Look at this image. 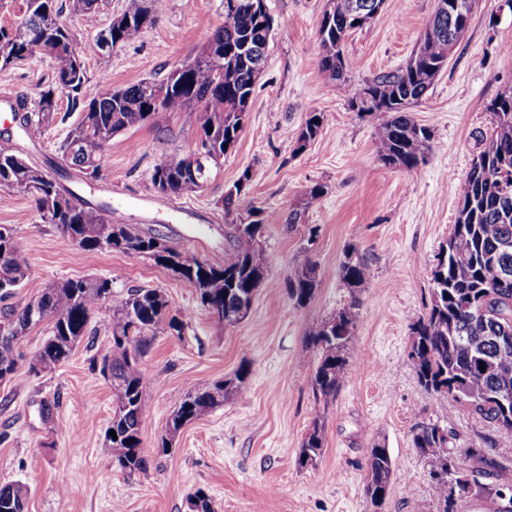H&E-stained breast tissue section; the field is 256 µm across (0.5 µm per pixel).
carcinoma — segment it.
<instances>
[{
    "mask_svg": "<svg viewBox=\"0 0 512 512\" xmlns=\"http://www.w3.org/2000/svg\"><path fill=\"white\" fill-rule=\"evenodd\" d=\"M385 0H330L318 26L320 64L335 86L345 90L349 107L359 113L379 112L375 128L379 160L386 166L414 174L425 160L431 131L417 124L408 106L422 98L447 66L448 57L464 35L469 19L448 7L435 10L417 49L404 66L378 76L357 89L348 84L354 61L344 52L346 38L354 30L356 13L373 20ZM357 5V11L350 5ZM100 11L99 0H22L15 22L0 26V69L39 52L53 66L54 81L40 93L37 120L21 116L22 129L50 124L58 118L59 101L68 108H81L58 148L59 163L92 178L99 176L101 157L112 139L132 128L156 126L170 114L198 129L210 159L193 155L173 157L158 163L151 183L160 194L174 197L200 192L210 168L233 148L241 130L255 82L263 68L272 19L261 0H224V22L199 50L194 66L182 72L169 71L161 80L139 79L124 88L88 92L86 63L76 36L64 14L81 16L92 26ZM156 10L146 0H124L121 12L111 18L107 34L121 44L138 38L155 25ZM492 115L491 131L481 135L482 150L462 184L456 223L448 245L432 271L434 291L428 311L411 324V337L420 362L414 366L424 390L452 399L472 415L501 429L512 431V342L502 345L497 325L512 328V279L503 280L502 270L512 271V91L502 92L487 105ZM319 112L308 113L298 137L297 150L318 135ZM248 182L224 196V213L235 215L231 224L233 248L224 254V264L214 266L200 256L167 246L137 231L129 224L112 222V208L95 205L74 194L50 173L22 156L0 151V194L26 192L42 221L54 225L87 251L115 250L146 255L173 271L197 294L202 306L218 321L233 325L250 311L253 296L263 281L267 256L261 238L268 217L247 191ZM28 276L21 257V239L16 228L0 225V299L14 293ZM349 287L362 285L368 277L364 260L349 254L339 269ZM290 292L300 305L313 298L316 267L305 263L290 279ZM109 302L112 315L106 325L111 348L100 372L111 379L115 405L106 435L113 462L131 477L147 470L141 428L150 412L143 390V358L159 333H181L187 315L170 311L169 301L157 289L136 288L119 299L106 278L56 281L38 300L14 310L0 320V377L17 369L19 338L39 323L51 319V335L35 355L31 370L51 372L66 362L74 349L95 335L91 318L97 306ZM358 323L356 305L341 309L312 327L311 349L318 363L311 376L314 397L328 401L336 395L347 366V351ZM485 368H480V364ZM246 372L235 379L219 380L207 387L188 390L173 412L162 452L188 423L224 403L244 382ZM322 427L316 425L305 438L300 460L307 463L321 454ZM414 448L427 460L436 480L440 512H450L455 499H488L494 495L512 512V483L489 484L501 466L486 450L469 448L474 460L471 473L458 471L448 452V434L436 424L422 427L412 439ZM393 460L388 449L368 451L365 493L376 508L385 502ZM27 489L19 484L0 486V512H25Z\"/></svg>",
    "mask_w": 512,
    "mask_h": 512,
    "instance_id": "carcinoma-1",
    "label": "carcinoma"
}]
</instances>
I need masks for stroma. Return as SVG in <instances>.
Instances as JSON below:
<instances>
[{
	"mask_svg": "<svg viewBox=\"0 0 512 512\" xmlns=\"http://www.w3.org/2000/svg\"><path fill=\"white\" fill-rule=\"evenodd\" d=\"M273 20L267 57L234 148L202 192L169 197L151 185L156 164L196 148V128L173 114L160 126L129 130L112 141L96 179L73 173L66 184L85 199L112 207V220L131 224L166 245L220 265L233 244L224 215L225 190L249 174V196L268 217L261 239L268 268L247 317L227 326L195 292L152 258L86 251L43 223L30 198L0 196V224L15 226L29 268L22 288L0 301V317L37 299L52 282L95 275L114 294L156 288L172 309L187 313L182 335H157L145 358L144 392L151 411L142 426L146 473L124 475L105 439L114 392L100 372L111 344L103 330L112 314L98 306L92 344L80 345L58 369L31 371L50 334L42 322L18 344L16 372L0 382V485L28 490L27 512H191L205 492L215 512H374L364 489L368 450L388 448L395 466L383 512H438V494L412 436L428 424L450 437L449 450L470 470L465 448H486L512 482V433L499 430L447 398L425 391L408 356L410 322L425 313L432 271L456 222L459 189L491 125L487 104L512 89V11L502 0H478L464 37L424 97L410 108L433 139L416 174L385 166L374 128L380 114L350 109L320 67L318 25L328 0H266ZM124 0H108L90 27L69 22L84 52L92 88L159 78L195 54L224 21V0H159L157 21L112 52L96 34ZM436 0H385L381 12L352 32L346 53L358 88L402 66L416 48ZM52 78V63L34 54L0 70V149L45 166L68 127L53 122L25 133L13 122L17 96L35 104ZM323 116L318 136L298 149L308 113ZM327 191L303 206L307 190ZM300 210L296 226L286 219ZM363 257L370 275L351 288L339 277L347 254ZM317 267L313 299L299 305L288 280L304 263ZM356 305L359 319L341 387L333 401L311 388L316 355H304L312 324ZM248 376L223 404L185 425L168 452L159 443L190 386ZM322 425L323 451L300 461L303 441Z\"/></svg>",
	"mask_w": 512,
	"mask_h": 512,
	"instance_id": "35a3bbf8",
	"label": "stroma"
}]
</instances>
